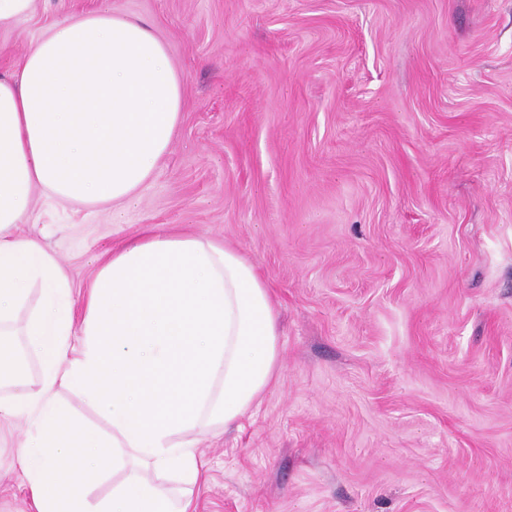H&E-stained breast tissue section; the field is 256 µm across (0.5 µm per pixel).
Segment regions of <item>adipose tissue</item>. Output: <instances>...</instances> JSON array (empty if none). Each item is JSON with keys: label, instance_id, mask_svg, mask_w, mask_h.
Instances as JSON below:
<instances>
[{"label": "adipose tissue", "instance_id": "ef3b65f1", "mask_svg": "<svg viewBox=\"0 0 512 512\" xmlns=\"http://www.w3.org/2000/svg\"><path fill=\"white\" fill-rule=\"evenodd\" d=\"M182 80L165 44L108 8L69 15L0 77V328L38 290L23 328L42 367L37 388L0 399L24 417L26 476L38 512H188L200 477L196 437L238 426L279 364L275 302L257 267L211 239L149 232L114 249L91 283L80 344H72L68 277L44 247L12 239L41 187L59 201L132 205L168 150ZM81 393L112 426H84L57 398ZM135 473L90 503L109 448ZM175 473L171 492L137 468Z\"/></svg>", "mask_w": 512, "mask_h": 512}]
</instances>
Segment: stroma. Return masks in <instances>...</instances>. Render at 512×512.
Instances as JSON below:
<instances>
[{"mask_svg": "<svg viewBox=\"0 0 512 512\" xmlns=\"http://www.w3.org/2000/svg\"><path fill=\"white\" fill-rule=\"evenodd\" d=\"M109 5L183 84L135 205L34 191L10 235L73 288L143 234L246 255L280 361L209 433L190 512H512V0H35L0 30L8 76L44 25ZM0 420V512H38Z\"/></svg>", "mask_w": 512, "mask_h": 512, "instance_id": "1", "label": "stroma"}]
</instances>
